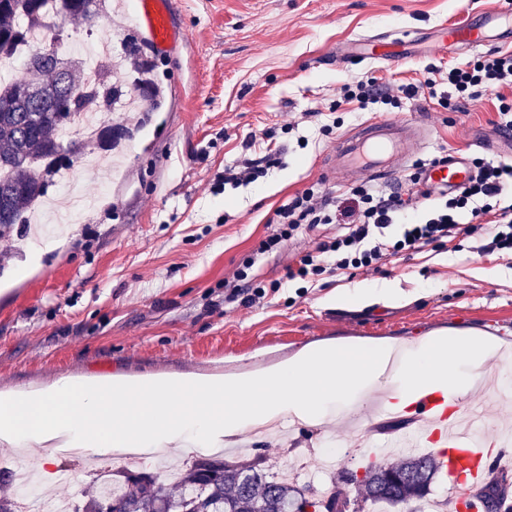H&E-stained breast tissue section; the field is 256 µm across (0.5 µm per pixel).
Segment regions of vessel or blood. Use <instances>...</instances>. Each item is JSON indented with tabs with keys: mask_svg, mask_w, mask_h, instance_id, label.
<instances>
[{
	"mask_svg": "<svg viewBox=\"0 0 512 512\" xmlns=\"http://www.w3.org/2000/svg\"><path fill=\"white\" fill-rule=\"evenodd\" d=\"M139 16L150 40L159 47L175 37L171 24L168 0H139ZM512 32V7L493 12H479L465 22L438 28L434 39L444 49L468 51L493 43L496 30ZM406 40L399 34L386 32L360 39L358 58L396 62L406 59ZM429 129L420 119L395 121L374 119L364 124L354 135L340 137L333 151L335 160L328 164L330 177L344 179L354 175L362 181H382L404 170L411 162L414 146L426 140ZM470 167L458 156H449L447 163L429 172L433 183L451 188L463 186L470 178ZM412 427L421 434L419 443L431 444L437 449L436 458L447 466L449 472H462L464 481L481 479L485 466L512 467V456L497 452L490 456L484 444L475 442L462 429L464 421L479 422L482 411L469 400H451L447 395L428 393L412 402ZM464 481H450L449 498L455 499L464 491Z\"/></svg>",
	"mask_w": 512,
	"mask_h": 512,
	"instance_id": "vessel-or-blood-1",
	"label": "vessel or blood"
}]
</instances>
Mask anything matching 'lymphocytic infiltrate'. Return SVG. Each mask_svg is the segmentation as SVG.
Wrapping results in <instances>:
<instances>
[{
	"label": "lymphocytic infiltrate",
	"instance_id": "lymphocytic-infiltrate-1",
	"mask_svg": "<svg viewBox=\"0 0 512 512\" xmlns=\"http://www.w3.org/2000/svg\"><path fill=\"white\" fill-rule=\"evenodd\" d=\"M447 80L448 93L443 97L438 96L437 81L432 77L419 86H399L393 93L372 81L347 85L343 97L363 108L378 103L395 108L424 89L429 96L439 97L443 108L453 110L459 100L479 91L512 87V53L492 52L466 65L449 67ZM472 166L474 173L464 187L435 194L423 184L420 171L425 164L420 161L405 187L361 184L352 188V201L345 207L319 184H312L279 206L276 216L283 229L268 245L276 247L295 233L321 224L340 225L335 238L319 242L289 268L292 280L349 268L375 271L388 257L456 234L483 233L488 238L484 252L512 255V164L476 158ZM465 213L470 215V223L461 222ZM395 225L400 231L397 237H389L387 231Z\"/></svg>",
	"mask_w": 512,
	"mask_h": 512
}]
</instances>
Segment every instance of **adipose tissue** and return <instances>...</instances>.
<instances>
[{"instance_id":"ef3b65f1","label":"adipose tissue","mask_w":512,"mask_h":512,"mask_svg":"<svg viewBox=\"0 0 512 512\" xmlns=\"http://www.w3.org/2000/svg\"><path fill=\"white\" fill-rule=\"evenodd\" d=\"M497 350L482 336L440 334L403 348L311 347L275 370L228 380L61 378L0 394V445L48 448L64 438L121 455L204 448L273 421L319 422L327 408L363 401L374 389L402 407L426 390L466 396Z\"/></svg>"}]
</instances>
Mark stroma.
<instances>
[{"label":"stroma","instance_id":"35a3bbf8","mask_svg":"<svg viewBox=\"0 0 512 512\" xmlns=\"http://www.w3.org/2000/svg\"><path fill=\"white\" fill-rule=\"evenodd\" d=\"M175 41L149 49L151 79L164 97L151 113L116 107L126 133L112 152L103 193L81 165L55 177L54 192L75 187L95 199L80 223L47 236L30 262L35 234L0 238V391L67 376L147 378L220 375L270 369L324 344L413 341L440 333L512 334V257L480 252L478 236L456 235L389 257L379 270L349 268L288 280L290 267L317 242L335 237L321 224L281 247L276 209L312 183L347 197L326 165L342 133L383 109L345 101L346 84L375 80L395 88L423 81L428 67L475 60L476 52L431 48L439 27L499 0H170ZM385 31L419 43L411 58L334 63L337 47ZM484 92L451 111L437 100H402L394 118L422 117L431 127L417 159L455 152L478 157V141L498 137L497 95ZM290 133H282V126ZM275 130L273 139L263 136ZM277 151L256 182L232 186L226 168L246 153ZM247 269L265 296L251 306L224 302V282ZM386 281L396 302L339 300L357 285ZM378 418L355 423L335 411L305 430L264 435L247 430L243 457L266 456L323 494L346 472L382 463ZM344 447L331 470L317 467L325 440Z\"/></svg>","mask_w":512,"mask_h":512}]
</instances>
